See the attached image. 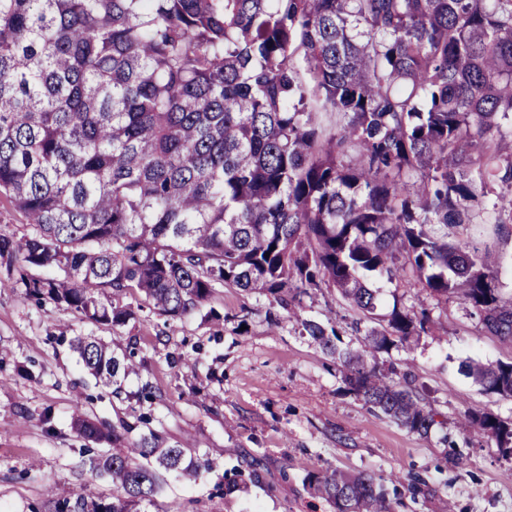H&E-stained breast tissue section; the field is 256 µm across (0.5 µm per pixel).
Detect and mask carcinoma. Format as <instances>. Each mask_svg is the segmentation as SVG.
<instances>
[{
	"label": "carcinoma",
	"instance_id": "obj_1",
	"mask_svg": "<svg viewBox=\"0 0 512 512\" xmlns=\"http://www.w3.org/2000/svg\"><path fill=\"white\" fill-rule=\"evenodd\" d=\"M511 144L512 0H0V194L32 227L0 231L17 271L0 288L95 323L129 321L137 293L181 319L218 287L296 315L323 285L372 321L377 278L456 296L511 341L495 253L448 241L453 224H512ZM426 320L394 309L357 348L329 317L300 325L349 392L426 434L435 414L377 358ZM70 347L105 385L134 371L96 338ZM465 373L512 398V362ZM72 426L112 444L94 461L112 496L84 486L57 512H142L162 474L208 469L153 431ZM462 427L512 457V419L467 409ZM317 492L391 512L368 473Z\"/></svg>",
	"mask_w": 512,
	"mask_h": 512
}]
</instances>
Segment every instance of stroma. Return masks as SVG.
<instances>
[{"instance_id": "1", "label": "stroma", "mask_w": 512, "mask_h": 512, "mask_svg": "<svg viewBox=\"0 0 512 512\" xmlns=\"http://www.w3.org/2000/svg\"><path fill=\"white\" fill-rule=\"evenodd\" d=\"M0 266V512H56L73 487L110 496L112 480L92 471L89 443L72 427L74 412L134 434L154 430L195 449L210 467L193 485L164 476L145 512L171 502L186 512H336L314 485L333 470L368 473L391 512H512V460L493 441L457 427L471 408L512 418V399L482 390L463 363L512 362V343L484 329L458 298L442 302L420 288L380 282L374 321L337 290L320 288L300 318L333 316L343 343L357 328H382L392 308L427 312L426 332L380 353L407 367L436 423L408 431L349 393L334 360L303 335L300 318L269 296L216 288L200 311L171 319L138 295L122 325L93 323L74 311L38 305ZM94 335L139 370L120 395L96 385L68 338ZM414 474L416 490L402 480ZM236 478L230 494L218 484Z\"/></svg>"}]
</instances>
